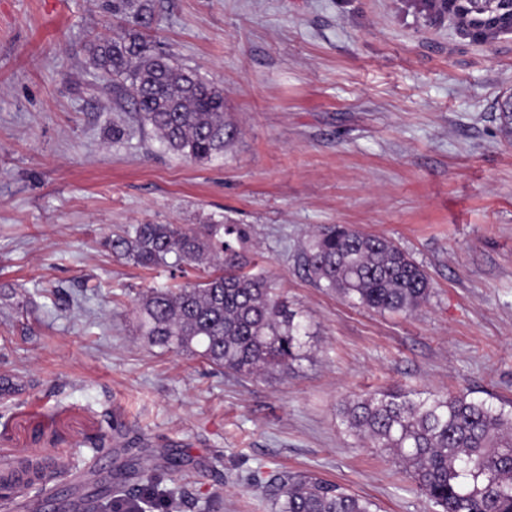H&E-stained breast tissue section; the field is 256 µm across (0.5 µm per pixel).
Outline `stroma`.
I'll use <instances>...</instances> for the list:
<instances>
[{
    "instance_id": "obj_1",
    "label": "stroma",
    "mask_w": 512,
    "mask_h": 512,
    "mask_svg": "<svg viewBox=\"0 0 512 512\" xmlns=\"http://www.w3.org/2000/svg\"><path fill=\"white\" fill-rule=\"evenodd\" d=\"M102 2L0 0V464L66 456L52 512L118 485L139 488V512L174 496L182 512H275L284 471L378 512H438L339 408L393 387L512 401V141L496 119L512 35L473 42L418 0H156L154 39L223 88L240 130L195 163L86 69L89 39L120 31ZM223 219L306 320L288 371L227 374L135 332L141 294L182 279L117 260L105 237ZM332 224L395 241L428 300L381 313L316 287L298 256Z\"/></svg>"
}]
</instances>
